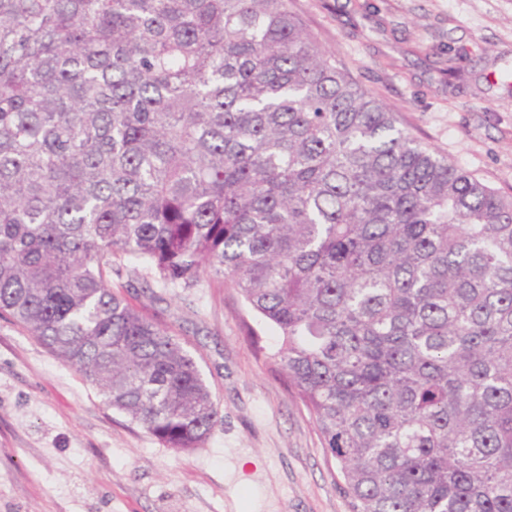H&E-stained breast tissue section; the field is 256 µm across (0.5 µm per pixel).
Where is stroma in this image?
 <instances>
[{
	"mask_svg": "<svg viewBox=\"0 0 512 512\" xmlns=\"http://www.w3.org/2000/svg\"><path fill=\"white\" fill-rule=\"evenodd\" d=\"M336 63L430 151L512 194V0H291ZM451 47L450 56L441 48ZM456 58L461 77L448 75ZM194 355L221 407L164 447L0 316V512H350L309 411L245 336L234 288L113 277Z\"/></svg>",
	"mask_w": 512,
	"mask_h": 512,
	"instance_id": "35a3bbf8",
	"label": "stroma"
}]
</instances>
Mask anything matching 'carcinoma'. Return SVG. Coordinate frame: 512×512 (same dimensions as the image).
Instances as JSON below:
<instances>
[{
  "label": "carcinoma",
  "instance_id": "obj_1",
  "mask_svg": "<svg viewBox=\"0 0 512 512\" xmlns=\"http://www.w3.org/2000/svg\"><path fill=\"white\" fill-rule=\"evenodd\" d=\"M125 257L276 331L351 512H512V196L289 0H0V314L193 453L220 404Z\"/></svg>",
  "mask_w": 512,
  "mask_h": 512
}]
</instances>
